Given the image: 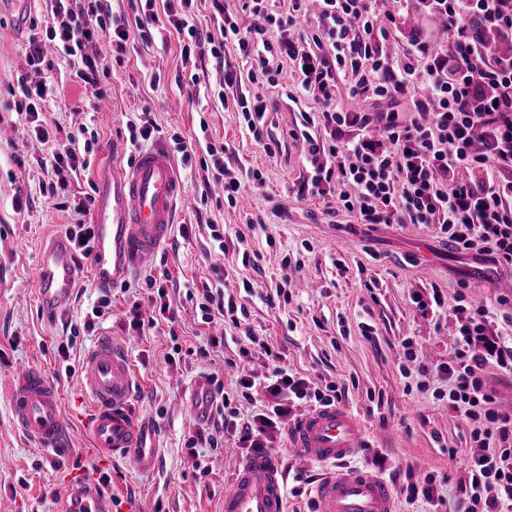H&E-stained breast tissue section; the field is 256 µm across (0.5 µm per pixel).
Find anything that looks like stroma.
<instances>
[{
    "label": "stroma",
    "instance_id": "1",
    "mask_svg": "<svg viewBox=\"0 0 512 512\" xmlns=\"http://www.w3.org/2000/svg\"><path fill=\"white\" fill-rule=\"evenodd\" d=\"M52 6L53 0H32L27 36L0 43L1 94L21 75L32 82L47 75L56 80V104L42 117L50 142L31 136L19 141L17 151H0V373L19 363L42 369L61 393L72 441L64 453L37 448L13 426L7 392L0 387V512H55L56 485L79 469L96 477L109 474L113 490L131 495L139 512H222L224 490L245 451L226 439L223 447L207 449L211 471L199 474L185 449L198 424L189 394L197 377L215 372L232 406L242 416L253 414L255 404L244 399L226 365L238 361L240 348L254 341L274 345L290 370L312 382L344 387L342 403L361 416L369 441L351 463L369 468L384 456L383 476L396 489L400 512H452L475 449L473 424L449 408L443 398L448 382L437 372L454 350L459 325L451 317L434 323L412 298L435 287L451 301L463 283L479 277L485 287L476 301L492 310L500 326L504 304L512 301V270L493 271L461 255L439 236L437 225L361 224L354 214L338 211L334 196H300L307 162L301 140L288 135L301 120L288 100L300 92L291 68L283 69L274 86L245 81L225 87V65L244 73L250 68L230 43L224 64L208 63L195 84L173 33L149 47L129 43L124 65L103 81L107 97L100 103L72 79L69 57L48 55L39 69L28 62L29 37L44 33ZM237 92L266 99L265 135L277 144L274 154L248 134L240 112L223 107L222 98ZM142 114L154 126L152 142L168 145L177 136L194 139L200 119H207L212 138L227 147L226 168L244 181L242 195L233 206L202 199L203 171L180 170L184 192L176 209L178 228L155 263L131 272L123 288L113 289L112 307L94 330H85L84 322L99 292L86 276L73 308L47 321L29 284L43 239L66 230L75 216L59 207L58 197L44 193L43 184L53 176L38 161L50 145L65 144L81 126L94 128L99 139L92 165L71 178L69 187L77 198L92 195L96 163L116 150L123 160L131 159L127 126ZM253 169L262 174L257 187L247 180ZM18 192L28 199L20 211L13 206ZM183 224L188 234L180 233ZM214 224L224 229L220 255L210 231ZM245 252L257 254L256 265H242ZM246 280L252 285L248 293L242 289ZM219 283L225 296L246 306L245 327L228 318L202 322L194 299ZM161 287L178 311L175 321L130 334L129 308L136 303L150 315ZM272 292L278 295L273 308L264 301ZM367 324L372 333H364ZM102 336L125 345L137 380L136 408L163 428L160 467L153 475L140 474L127 459L100 462L90 447L82 423L88 398L81 366ZM407 339L418 353L416 361L403 357L401 344ZM62 346L68 349L64 358L58 353ZM202 346L208 347V357H199ZM273 445L281 452L288 487L302 489L289 497L288 512H313L309 483L320 467L289 449L286 432L276 434ZM410 471L434 475L440 508L407 501Z\"/></svg>",
    "mask_w": 512,
    "mask_h": 512
}]
</instances>
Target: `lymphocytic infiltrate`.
<instances>
[{
    "mask_svg": "<svg viewBox=\"0 0 512 512\" xmlns=\"http://www.w3.org/2000/svg\"><path fill=\"white\" fill-rule=\"evenodd\" d=\"M46 38L56 51L79 58L74 73L95 98H103L100 80L109 63L92 58L86 47L107 37L124 53L131 36L152 44L157 35L177 32L183 60L208 49L223 60L226 40L236 42L250 61L252 81L274 85L279 72L271 59L293 66L310 103L302 111L300 128L292 138L303 139L310 176L300 194L335 195L339 210L354 214L362 224H436L444 238L463 254L496 265L512 266V58H500L494 46L478 39L471 26L479 20L500 33H512V0H428L443 20L446 41L432 47L415 41L394 64L387 46L395 38L397 19L409 0H317L308 12L307 0H289L287 14L270 11L268 0H239L252 24L242 27L232 16L221 19L219 36L198 21L195 0H143L135 23L114 15L108 0H54ZM306 19L313 46L299 51L293 37L298 19ZM480 58L481 68L471 66ZM362 101L386 100L387 112L346 110L337 104L340 89ZM411 105L416 116L405 119L399 102ZM427 120H419V113ZM197 141L180 142L183 163L198 161L224 189L227 204L242 192L238 178L224 171L226 145L211 140L207 120H200ZM483 148L474 151L472 143ZM98 144L97 137L51 149L40 159L56 180L50 192L66 189L69 178L84 170ZM488 174L478 185L459 179L462 169ZM415 304L433 316L450 313L459 324L451 359L440 365L448 381V406L478 427V449L469 461V481L455 512H512V413L500 411L486 388L487 368L512 374V327L495 339H485L488 308L457 295L446 306L439 289L416 296ZM272 369L263 381L241 373L238 385L248 391L262 387L265 408L239 423L218 414L212 425L199 427L189 449L218 447L226 433L238 431L250 451L263 449L266 437L287 416L288 401L313 406L341 400L336 384L324 387L289 374L280 352L264 346Z\"/></svg>",
    "mask_w": 512,
    "mask_h": 512,
    "instance_id": "lymphocytic-infiltrate-1",
    "label": "lymphocytic infiltrate"
}]
</instances>
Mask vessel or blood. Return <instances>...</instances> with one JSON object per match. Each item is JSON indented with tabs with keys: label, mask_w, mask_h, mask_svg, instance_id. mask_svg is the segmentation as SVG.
<instances>
[{
	"label": "vessel or blood",
	"mask_w": 512,
	"mask_h": 512,
	"mask_svg": "<svg viewBox=\"0 0 512 512\" xmlns=\"http://www.w3.org/2000/svg\"><path fill=\"white\" fill-rule=\"evenodd\" d=\"M183 185L165 144L141 151L132 164L105 162L96 170L93 222L96 241L81 260L70 238L55 234L40 252L30 283L43 314L54 317L71 305L82 270L92 285L108 292L135 269L154 262L175 222ZM84 388L91 403L86 430L98 458H130L144 475L159 468L161 429L136 412V381L125 348L100 337L82 363ZM9 391L15 425L36 446L66 451L69 431L55 383L42 371L20 364L0 374ZM288 445L311 462L335 464L311 489L316 512H396L395 490L376 472L347 467L364 448L367 429L351 409L320 406L289 424ZM287 479L277 449L248 457L224 493L223 512H287ZM58 512H136L135 502L94 481H65L58 489Z\"/></svg>",
	"instance_id": "1"
}]
</instances>
